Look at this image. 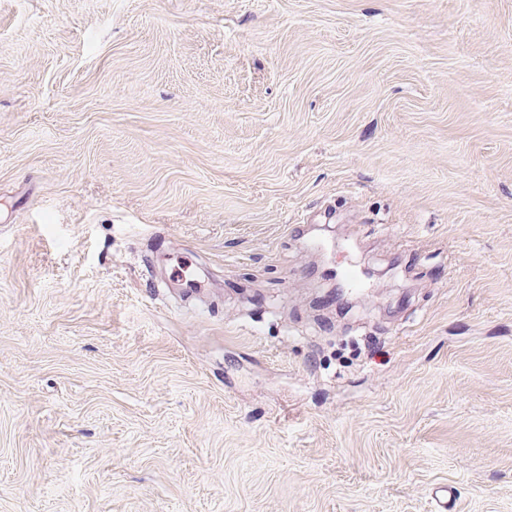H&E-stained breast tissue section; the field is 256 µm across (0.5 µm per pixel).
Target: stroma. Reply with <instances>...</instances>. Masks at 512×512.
I'll use <instances>...</instances> for the list:
<instances>
[{"instance_id": "1", "label": "stroma", "mask_w": 512, "mask_h": 512, "mask_svg": "<svg viewBox=\"0 0 512 512\" xmlns=\"http://www.w3.org/2000/svg\"><path fill=\"white\" fill-rule=\"evenodd\" d=\"M442 483L512 512V0H0V512Z\"/></svg>"}]
</instances>
